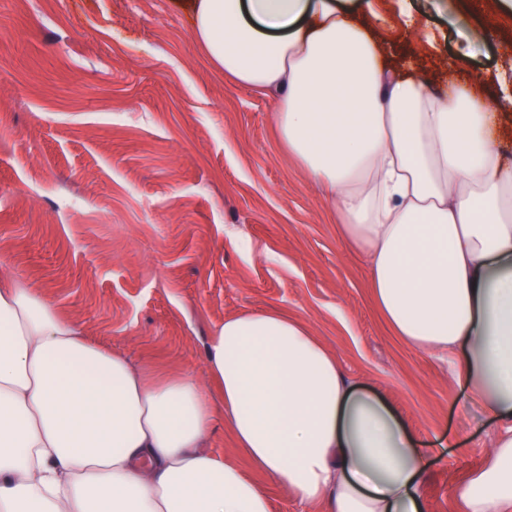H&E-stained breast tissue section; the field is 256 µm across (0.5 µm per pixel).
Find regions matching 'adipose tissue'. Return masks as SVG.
Returning <instances> with one entry per match:
<instances>
[{
  "instance_id": "1",
  "label": "adipose tissue",
  "mask_w": 512,
  "mask_h": 512,
  "mask_svg": "<svg viewBox=\"0 0 512 512\" xmlns=\"http://www.w3.org/2000/svg\"><path fill=\"white\" fill-rule=\"evenodd\" d=\"M340 0H195L192 31L233 83L273 93L277 139L367 259L400 340L454 369L491 420L450 512H512V163L483 79L430 90L389 66ZM207 382L90 339L0 263V512H271L213 453L324 512H424L426 453L303 322L244 310L209 337ZM210 449L222 458L235 462L240 467L250 473L253 479L260 485L267 494L271 503V512H322L323 508L319 504H306L299 501L292 494L281 486L270 481L266 476L253 473L249 470L248 463L244 455L235 448V444L230 432L224 428H218L211 436L209 441Z\"/></svg>"
}]
</instances>
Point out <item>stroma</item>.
Listing matches in <instances>:
<instances>
[{
    "label": "stroma",
    "mask_w": 512,
    "mask_h": 512,
    "mask_svg": "<svg viewBox=\"0 0 512 512\" xmlns=\"http://www.w3.org/2000/svg\"><path fill=\"white\" fill-rule=\"evenodd\" d=\"M371 4L389 61L430 88L454 60L457 79L490 75L489 98L512 83V14L498 0ZM482 26L490 36L460 56ZM275 109L212 67L186 0H0V260L97 343L202 383L225 317L300 320L439 449L424 498L448 512L494 425L447 362L377 312L363 257L276 140Z\"/></svg>",
    "instance_id": "obj_1"
}]
</instances>
